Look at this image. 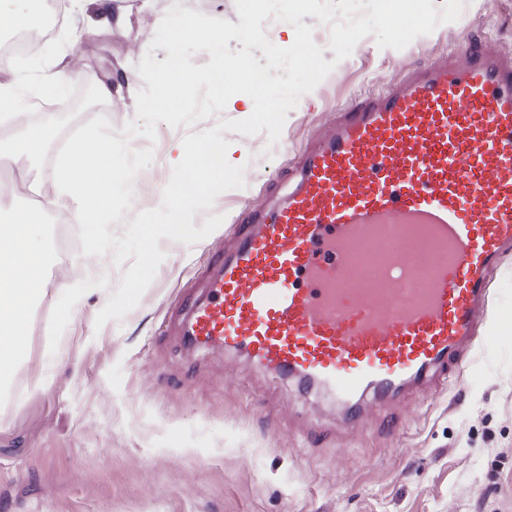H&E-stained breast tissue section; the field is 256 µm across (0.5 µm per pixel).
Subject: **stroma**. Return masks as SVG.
Wrapping results in <instances>:
<instances>
[{
  "instance_id": "obj_1",
  "label": "stroma",
  "mask_w": 512,
  "mask_h": 512,
  "mask_svg": "<svg viewBox=\"0 0 512 512\" xmlns=\"http://www.w3.org/2000/svg\"><path fill=\"white\" fill-rule=\"evenodd\" d=\"M239 23L235 0H112L102 22L94 0H63V18L24 62L0 66V82L30 85L34 112L68 106L85 83L110 82L112 98L75 114L68 128L105 116L113 136L136 114L145 88L135 73L173 4ZM454 22L439 24L406 48H379L374 36L336 60L333 70L289 110L276 144L266 134L225 133L231 164L245 185L219 195L223 215L211 234L187 246L160 239L166 258L138 305L123 319H95L120 284L113 253L85 256L65 245L57 205L55 144L19 154L25 180L0 203L37 214L49 245L46 291L30 317L24 356L0 383V512H512V252L491 272L495 340L481 342L460 377L392 405L396 429L380 430V411L357 429L335 400L297 399L287 380L239 354L184 346L169 326L189 287L211 266L250 211L284 199L304 152L337 124L343 108L384 93L409 72L452 57L466 62L473 41L512 53V0H463ZM75 77L56 95L42 92L56 59ZM192 128L157 124V139H135L153 160L134 185L132 207L108 230L124 237L138 212L160 203L176 148ZM66 127V128H67Z\"/></svg>"
}]
</instances>
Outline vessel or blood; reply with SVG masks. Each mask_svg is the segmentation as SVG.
Returning <instances> with one entry per match:
<instances>
[{"label": "vessel or blood", "mask_w": 512, "mask_h": 512, "mask_svg": "<svg viewBox=\"0 0 512 512\" xmlns=\"http://www.w3.org/2000/svg\"><path fill=\"white\" fill-rule=\"evenodd\" d=\"M510 250L512 55L475 47L357 99L288 195L246 217L181 331L326 391L354 427L458 372Z\"/></svg>", "instance_id": "vessel-or-blood-1"}]
</instances>
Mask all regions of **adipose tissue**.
Returning a JSON list of instances; mask_svg holds the SVG:
<instances>
[{"label":"adipose tissue","mask_w":512,"mask_h":512,"mask_svg":"<svg viewBox=\"0 0 512 512\" xmlns=\"http://www.w3.org/2000/svg\"><path fill=\"white\" fill-rule=\"evenodd\" d=\"M36 229L33 218L0 217V373L25 354L30 306L45 289Z\"/></svg>","instance_id":"obj_1"}]
</instances>
